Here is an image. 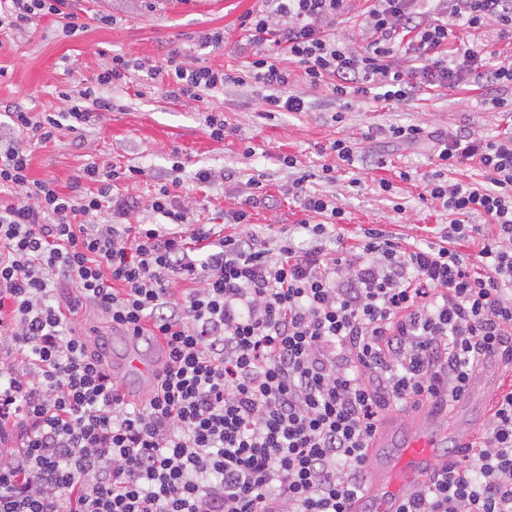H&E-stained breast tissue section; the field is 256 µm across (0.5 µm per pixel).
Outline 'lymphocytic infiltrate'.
<instances>
[{
  "instance_id": "lymphocytic-infiltrate-1",
  "label": "lymphocytic infiltrate",
  "mask_w": 512,
  "mask_h": 512,
  "mask_svg": "<svg viewBox=\"0 0 512 512\" xmlns=\"http://www.w3.org/2000/svg\"><path fill=\"white\" fill-rule=\"evenodd\" d=\"M68 0H0V31L64 15ZM352 0H266L241 28L254 47L245 75L189 67L179 50L149 66L169 97L196 98L250 76L273 87L263 112H303L282 60L311 87L405 104L420 88L477 81L512 86V64H490L454 42L455 29L497 26L512 42V0H367L366 46L336 38ZM66 111L6 107L0 125V426L18 452H0V512H350L383 414L429 401L450 408L488 360L512 366V132L441 135L424 194L451 215L438 241L401 242L367 228L358 246L326 242L345 219L311 192L333 169L287 155L293 197L308 219L267 240L239 209V232L192 224L160 186L150 203L114 195L141 171L92 164L69 185L31 178L26 142L61 126L83 131L110 99L68 90ZM478 161L474 187L444 172ZM162 223L130 224L142 206ZM107 221H98L99 213ZM478 244L476 256L460 251ZM89 303L134 335L163 337L151 394L127 401L102 354L67 316ZM25 353L27 363L11 361ZM397 512H512V389L463 461L441 464Z\"/></svg>"
}]
</instances>
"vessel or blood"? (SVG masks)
<instances>
[{
	"label": "vessel or blood",
	"mask_w": 512,
	"mask_h": 512,
	"mask_svg": "<svg viewBox=\"0 0 512 512\" xmlns=\"http://www.w3.org/2000/svg\"><path fill=\"white\" fill-rule=\"evenodd\" d=\"M446 431L445 419L434 415L407 422L401 442L387 434L378 438L376 446L368 450L365 475V498L373 512H397L402 498L436 468Z\"/></svg>",
	"instance_id": "vessel-or-blood-1"
}]
</instances>
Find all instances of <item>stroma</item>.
I'll use <instances>...</instances> for the list:
<instances>
[{"label":"stroma","mask_w":512,"mask_h":512,"mask_svg":"<svg viewBox=\"0 0 512 512\" xmlns=\"http://www.w3.org/2000/svg\"><path fill=\"white\" fill-rule=\"evenodd\" d=\"M74 9L86 23L85 31L68 34L57 16L39 17L24 29L0 33V102H19L33 112H60L68 103L63 91L74 83L98 87L113 101L111 111L98 113L84 137L60 129L55 139L33 147L30 174L53 180L60 192L90 163L121 168L138 166L144 173L132 182H117L119 194L132 193L150 200L161 184H169L172 195L190 208L198 224L223 225L225 214L244 206L250 194L248 181L263 176L270 195L266 203L250 211L258 230L279 231L304 219L299 202L288 194L292 176L282 163L285 155L297 156L310 170L333 166L336 180L314 181L313 192L335 197L346 213L340 234L345 245L357 244L362 229L378 226L397 233L408 243L434 240L450 218L441 204L421 199L426 177L435 169L436 156L430 145H400L391 148L386 169L367 163L360 169L341 166L329 149L339 138L358 141L365 155L374 154L377 143L363 140L372 124H418L430 131H465L493 135L512 124V115L485 110L489 90L480 84L454 89L423 90L398 109L384 108L367 99L334 97L329 87L306 85L299 68H291L289 88L304 95L310 104L305 112H282L275 119L263 118L262 102L268 87L254 80L228 83L203 93L201 99L168 97L161 80L147 79L138 63H153L177 48L192 67H208L229 73L245 70L252 58L240 23L249 11L262 9L261 0H75ZM116 18L101 24L99 15ZM223 32V43L200 45L199 33ZM122 55L135 66L122 85L98 86L97 77L113 55ZM223 114L227 129L223 140L208 134V113ZM252 156H245V149ZM229 170V182L199 183V171ZM409 171L410 180L399 177ZM360 178L359 189L349 181ZM391 183L389 191L380 179ZM403 204L395 213L394 204ZM71 321L90 343H103L114 373L124 380L129 400L145 398L150 378L129 372L124 358L128 346L104 315L91 307L79 308Z\"/></svg>","instance_id":"1"}]
</instances>
